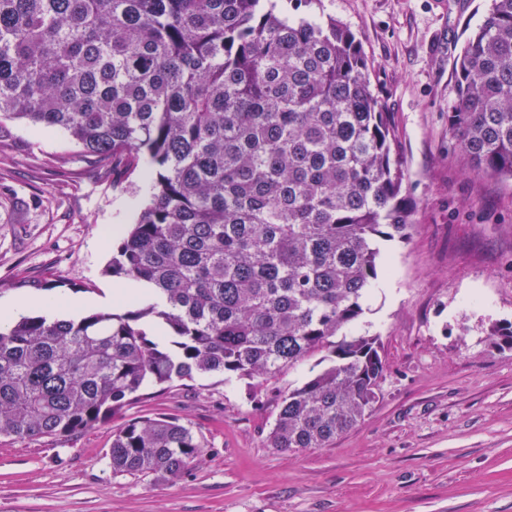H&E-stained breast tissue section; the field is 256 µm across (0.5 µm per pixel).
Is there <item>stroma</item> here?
<instances>
[{
	"label": "stroma",
	"instance_id": "1",
	"mask_svg": "<svg viewBox=\"0 0 512 512\" xmlns=\"http://www.w3.org/2000/svg\"><path fill=\"white\" fill-rule=\"evenodd\" d=\"M488 0H313L371 62L398 131L409 236L385 246L356 334L381 342L380 397L329 447L284 454L265 437L270 392L210 374L66 439L0 436V512H512V180L478 175L448 133L453 63ZM60 129L0 123V302L80 299L112 311V251L147 201ZM162 414L206 443L175 480L113 474L127 420Z\"/></svg>",
	"mask_w": 512,
	"mask_h": 512
}]
</instances>
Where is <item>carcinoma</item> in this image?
I'll use <instances>...</instances> for the list:
<instances>
[{"label": "carcinoma", "mask_w": 512, "mask_h": 512, "mask_svg": "<svg viewBox=\"0 0 512 512\" xmlns=\"http://www.w3.org/2000/svg\"><path fill=\"white\" fill-rule=\"evenodd\" d=\"M293 0H0V119L66 131L149 199L109 272L142 295L122 313L0 327V436L67 438L150 387L221 373L275 378L270 447L325 448L378 400L364 313L381 243L411 206L391 113L353 32ZM448 133L512 179V0H492L454 61ZM205 445L162 415L112 432L114 475L176 479ZM329 351L317 352L302 363L286 371L280 376L276 385L278 388L287 389L289 386L300 384L308 376L317 372L328 363Z\"/></svg>", "instance_id": "obj_1"}]
</instances>
